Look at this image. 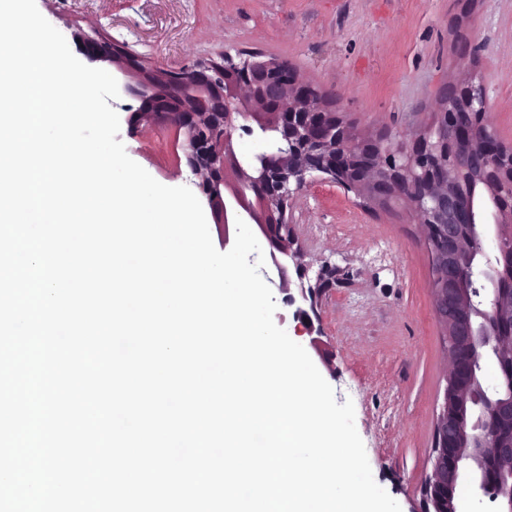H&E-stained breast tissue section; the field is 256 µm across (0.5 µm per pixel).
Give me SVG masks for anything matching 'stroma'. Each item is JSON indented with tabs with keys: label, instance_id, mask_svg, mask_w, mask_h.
Wrapping results in <instances>:
<instances>
[{
	"label": "stroma",
	"instance_id": "1",
	"mask_svg": "<svg viewBox=\"0 0 512 512\" xmlns=\"http://www.w3.org/2000/svg\"><path fill=\"white\" fill-rule=\"evenodd\" d=\"M65 38L98 23L160 66L260 51L288 61L361 135L421 134L440 90L472 77L488 91L489 123L512 147V0H36ZM474 47L459 64V44ZM128 155L166 186L196 188L184 139L132 127V96L112 101ZM312 270H348L323 299L337 403L352 400L375 482L401 512H423L446 344L436 323L421 224L404 206L368 209L314 176L292 206Z\"/></svg>",
	"mask_w": 512,
	"mask_h": 512
}]
</instances>
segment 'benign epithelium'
Wrapping results in <instances>:
<instances>
[{"mask_svg": "<svg viewBox=\"0 0 512 512\" xmlns=\"http://www.w3.org/2000/svg\"><path fill=\"white\" fill-rule=\"evenodd\" d=\"M79 51L91 62H108L127 94L140 101L130 124L167 120L186 137L185 159L217 223L224 225V246L234 244L236 218L243 219L270 244L269 256L278 271L279 290L288 300L301 297L299 331L323 356L321 330L314 325L320 300L343 283L340 269L324 265L310 282L309 265L288 217V202L322 173L369 206L402 202L423 225L434 273L431 293L437 322L445 339L470 353L468 365L449 360L444 403L434 425L431 474L423 495L425 512H459L446 491L469 479L473 497L482 500L497 489L500 512H512V248L502 251L503 265L483 272L486 304L476 307L475 289L466 269L475 259L468 244L488 231L475 225V198L461 191L450 169H469L491 188L489 198L499 210L498 238L512 222V206L497 187L512 184V148L486 128L490 105L481 85L465 81L447 87L435 124L408 143L359 135L336 111L327 108L314 86L276 58L252 53L245 59L221 55V61L199 60L189 67L163 68L112 37L75 34ZM471 113L463 127L456 113ZM258 133L275 146L271 155L244 160L236 152V130ZM501 361L504 388L488 397L476 366L489 352ZM496 426H486V418Z\"/></svg>", "mask_w": 512, "mask_h": 512, "instance_id": "benign-epithelium-1", "label": "benign epithelium"}]
</instances>
